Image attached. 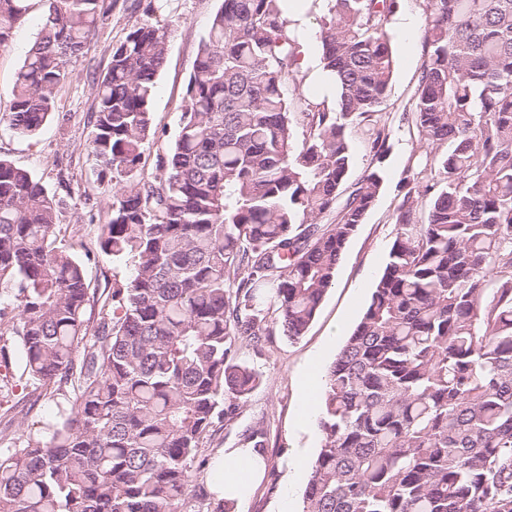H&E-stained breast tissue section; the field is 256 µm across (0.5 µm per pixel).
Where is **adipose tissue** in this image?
<instances>
[{"instance_id": "obj_1", "label": "adipose tissue", "mask_w": 512, "mask_h": 512, "mask_svg": "<svg viewBox=\"0 0 512 512\" xmlns=\"http://www.w3.org/2000/svg\"><path fill=\"white\" fill-rule=\"evenodd\" d=\"M214 466L215 492L224 500L239 504L248 498L264 460L254 449L240 447L218 455Z\"/></svg>"}]
</instances>
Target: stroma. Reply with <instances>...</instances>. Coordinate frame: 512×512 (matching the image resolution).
<instances>
[{
  "label": "stroma",
  "instance_id": "obj_1",
  "mask_svg": "<svg viewBox=\"0 0 512 512\" xmlns=\"http://www.w3.org/2000/svg\"><path fill=\"white\" fill-rule=\"evenodd\" d=\"M221 5V0H104L111 15L110 25L92 36L85 57L70 66L71 74L58 94L55 117L34 136L11 132L2 115L12 102L15 75L39 29L42 6L34 0L25 22L17 29L11 44L0 49V157L30 170L59 202V222L64 235L79 231L91 251L87 260L90 288L98 300H105L114 278L128 275L126 267L113 264L97 240L107 223L112 197L99 180L98 170L85 145L94 128L95 98L92 79L102 76L110 61L113 44L121 41L134 23L168 24L170 38L166 64L157 78V94L152 107L156 131L143 154L145 171H152L156 156L172 142L180 112L185 104L186 83L192 72L200 41ZM413 20L409 34H402L399 21ZM424 0H396L389 18L397 66L388 96L382 106L383 121L390 134V151L383 163L387 179L382 194L348 242L336 272L335 284L326 293L307 332L292 341L278 325L261 346H242L239 360L254 367L260 383L240 409L234 421L218 430L208 449L237 447L242 434L254 425L266 431V467L255 483L250 499L237 512H278L283 486L292 473V450L303 453L304 472L295 482L293 512H300L309 478L308 466L321 444L316 423L299 428L300 394L308 373L324 377L345 338L353 332L370 300L396 234L395 215L406 193L404 171L417 161V132L411 122L415 110L418 81L424 56ZM318 24L314 16H304L296 25V54L300 84L289 85L290 109L302 111L305 99L317 96L316 80L322 75ZM342 326L343 335L328 343L327 334ZM22 358L15 345H8L0 356V386L7 396L0 397V442L10 443L41 431L55 412L49 398L34 399L32 388L21 379Z\"/></svg>",
  "mask_w": 512,
  "mask_h": 512
}]
</instances>
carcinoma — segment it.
Instances as JSON below:
<instances>
[{"instance_id":"1","label":"carcinoma","mask_w":512,"mask_h":512,"mask_svg":"<svg viewBox=\"0 0 512 512\" xmlns=\"http://www.w3.org/2000/svg\"><path fill=\"white\" fill-rule=\"evenodd\" d=\"M285 2L222 0L149 174L169 29L137 23L112 46L86 149L112 193L99 247L132 271L95 326L85 263L57 244L58 201L0 157V340L19 338L22 375L58 400L45 435L0 448V512H233L203 474L260 381L240 346L261 344L271 316L305 333L390 148L376 114L395 0H310L336 96L299 119ZM28 11L0 0L1 49ZM108 19L103 0H42L10 129L51 119ZM424 43V167L406 170L384 268L325 375L301 512H512V0H426ZM355 127L373 166L353 180Z\"/></svg>"}]
</instances>
